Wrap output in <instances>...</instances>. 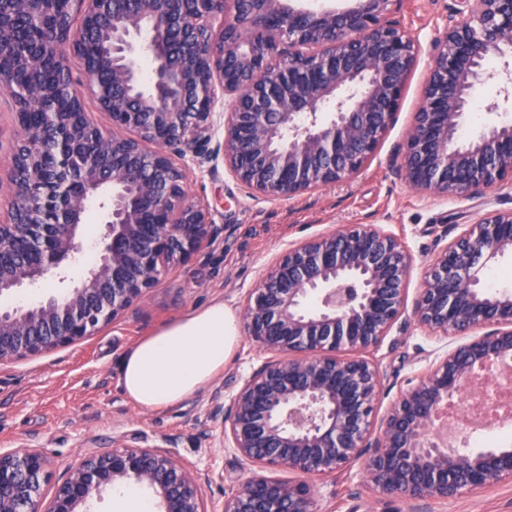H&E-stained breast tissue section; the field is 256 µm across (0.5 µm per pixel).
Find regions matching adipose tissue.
I'll use <instances>...</instances> for the list:
<instances>
[{
    "mask_svg": "<svg viewBox=\"0 0 512 512\" xmlns=\"http://www.w3.org/2000/svg\"><path fill=\"white\" fill-rule=\"evenodd\" d=\"M239 341L235 312L212 301L130 347L118 367L119 384L142 408L179 405L213 380Z\"/></svg>",
    "mask_w": 512,
    "mask_h": 512,
    "instance_id": "1",
    "label": "adipose tissue"
}]
</instances>
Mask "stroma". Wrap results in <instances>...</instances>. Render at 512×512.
I'll list each match as a JSON object with an SVG mask.
<instances>
[{"label": "stroma", "mask_w": 512, "mask_h": 512, "mask_svg": "<svg viewBox=\"0 0 512 512\" xmlns=\"http://www.w3.org/2000/svg\"><path fill=\"white\" fill-rule=\"evenodd\" d=\"M454 5V0H395L390 21L416 37L421 50L395 122L354 179L287 200H266L251 197L224 168L193 171L190 191L209 204L215 223L225 227L223 236L189 261L170 267L138 312L77 345L0 364V450L45 449L53 460L45 494H53L84 449H107L113 439L135 434L142 444L167 447L188 467L220 472L221 480L206 487L205 498L221 503L238 490L248 468L232 449L222 447L220 427L208 419L206 408L215 393L233 396L266 361V353L241 336L223 371L206 388L180 405L149 411L129 400L118 385L126 350L213 299L241 311L261 269L289 242L347 224H374L404 239L415 259L409 289L417 291L425 263L453 236L455 226L475 221L485 205L512 207V186L458 200L424 198L395 174L431 62V44ZM497 90L496 79L490 77L477 86L464 136L503 119V112L494 109ZM445 345L444 338L424 335L414 324L393 327L374 353L387 388L381 410H388L395 392ZM361 471L356 464L329 477L310 478L321 512H512L510 481L447 501L412 504L373 492Z\"/></svg>", "instance_id": "1"}]
</instances>
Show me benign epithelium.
Instances as JSON below:
<instances>
[{"label":"benign epithelium","mask_w":512,"mask_h":512,"mask_svg":"<svg viewBox=\"0 0 512 512\" xmlns=\"http://www.w3.org/2000/svg\"><path fill=\"white\" fill-rule=\"evenodd\" d=\"M393 0H351L306 10L295 0H77L24 51L15 21L50 0H0V91L13 99L18 135L9 191L0 198V297L63 283L90 248L94 264L58 295L0 308V363L78 344L140 310L169 265L201 252L225 226L189 192L188 174L223 165L255 197L292 198L353 179L392 126L419 44L386 20ZM89 61L87 81L112 128L99 127L70 92L13 76L51 65L71 86L69 58ZM152 60L144 81L139 58ZM496 70L512 101V0H460L433 42L398 175L427 196L469 197L512 183V123L461 136L474 87ZM45 115L30 121V110ZM98 201L104 231L88 243L84 215ZM512 257V208H494L452 237L408 303L413 259L405 241L373 224L293 241L251 289L247 336L272 354L208 417L222 445L253 467L242 487L208 509L204 487L224 475L190 468L163 446L125 436L86 449L50 500L42 448L0 450V512H89L103 491L134 482L157 512H320L301 477H327L360 461L374 492L408 502L448 500L512 480V448L449 446L442 410L478 389L496 413L490 364L512 361V293L486 274ZM448 349L383 417L379 363L370 358L402 318ZM287 470L298 480L265 474Z\"/></svg>","instance_id":"obj_1"}]
</instances>
